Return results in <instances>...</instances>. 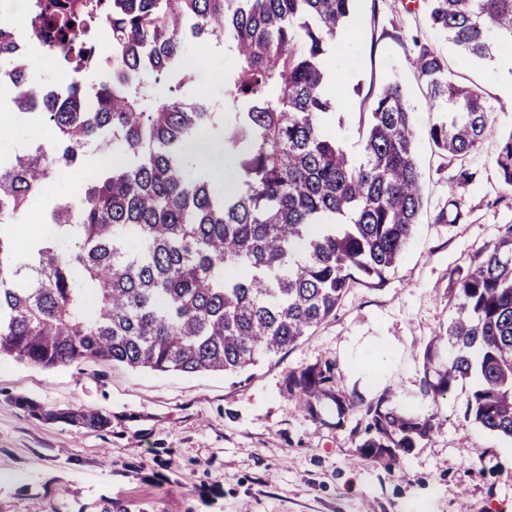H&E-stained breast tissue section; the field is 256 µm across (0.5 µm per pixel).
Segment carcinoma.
Returning a JSON list of instances; mask_svg holds the SVG:
<instances>
[{
    "instance_id": "obj_1",
    "label": "carcinoma",
    "mask_w": 512,
    "mask_h": 512,
    "mask_svg": "<svg viewBox=\"0 0 512 512\" xmlns=\"http://www.w3.org/2000/svg\"><path fill=\"white\" fill-rule=\"evenodd\" d=\"M357 0H35L25 50L0 20V108L50 129L47 142L0 155V358L54 369L87 358L158 372L235 374L297 345L336 311L357 282L382 281L402 259L422 207L418 131L402 85L388 83L364 121L358 155L329 129L338 84L326 65L336 40L354 36ZM431 25L469 59L512 50V0H428ZM109 40L107 55L94 37ZM221 47L224 99L186 88V48ZM40 50L71 70L100 74L52 99L28 85L24 59ZM411 64L448 115L427 137L466 157L494 133L489 104L448 76L433 45ZM208 135L224 149V182L190 163ZM106 147L79 204L48 198L50 235L19 245L13 228L56 171L82 168ZM512 188V132L495 158ZM446 331L452 358L426 393L477 375L464 419L512 438V231L454 282ZM326 360L288 376L311 413L334 390ZM365 455L394 468L430 435L432 418L384 400L367 410ZM103 430L82 409L52 414Z\"/></svg>"
}]
</instances>
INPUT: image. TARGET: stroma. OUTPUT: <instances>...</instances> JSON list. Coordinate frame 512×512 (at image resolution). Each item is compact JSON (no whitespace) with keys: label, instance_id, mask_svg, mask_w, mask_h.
Here are the masks:
<instances>
[{"label":"stroma","instance_id":"1","mask_svg":"<svg viewBox=\"0 0 512 512\" xmlns=\"http://www.w3.org/2000/svg\"><path fill=\"white\" fill-rule=\"evenodd\" d=\"M356 37L330 58L343 80L328 123L354 147L360 115L398 80L420 127L438 120L409 65L415 42L446 57L452 78L492 104L512 90V67L464 59L432 27L424 0H358ZM461 160L419 138L424 185L419 222L382 283H356L310 336L238 375L152 372L85 359L45 370L0 359V512H512V440L466 421L469 377L439 397L427 382L448 362L450 299L467 271L512 226V189L494 164L512 112ZM433 359H426L427 345ZM358 405L316 416L288 394L290 373L322 360ZM432 417L434 431L393 469L362 455L371 403ZM94 408L97 431L48 418Z\"/></svg>","mask_w":512,"mask_h":512}]
</instances>
